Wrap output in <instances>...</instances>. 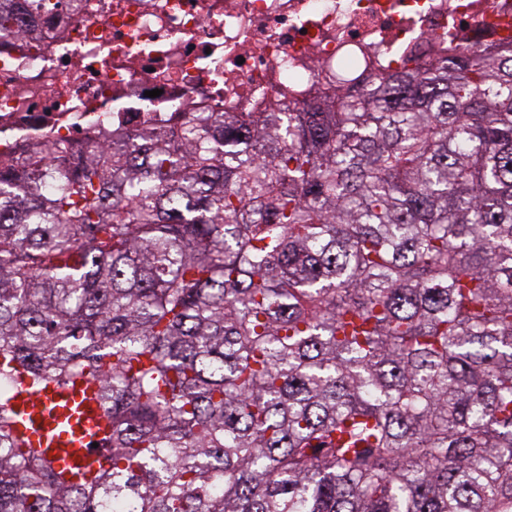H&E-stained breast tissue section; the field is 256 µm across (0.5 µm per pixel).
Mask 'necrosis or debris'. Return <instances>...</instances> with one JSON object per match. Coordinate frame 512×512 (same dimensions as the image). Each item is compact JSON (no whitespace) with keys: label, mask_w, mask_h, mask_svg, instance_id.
<instances>
[{"label":"necrosis or debris","mask_w":512,"mask_h":512,"mask_svg":"<svg viewBox=\"0 0 512 512\" xmlns=\"http://www.w3.org/2000/svg\"><path fill=\"white\" fill-rule=\"evenodd\" d=\"M37 30L0 38V158L18 167L46 144L76 164L116 131L292 112L450 42H512V0H61Z\"/></svg>","instance_id":"necrosis-or-debris-1"}]
</instances>
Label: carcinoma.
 I'll use <instances>...</instances> for the list:
<instances>
[{
  "instance_id": "carcinoma-1",
  "label": "carcinoma",
  "mask_w": 512,
  "mask_h": 512,
  "mask_svg": "<svg viewBox=\"0 0 512 512\" xmlns=\"http://www.w3.org/2000/svg\"><path fill=\"white\" fill-rule=\"evenodd\" d=\"M19 2L1 37L54 9ZM24 380L110 433L56 468L0 392V512H512V45L0 160Z\"/></svg>"
}]
</instances>
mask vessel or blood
<instances>
[{
	"mask_svg": "<svg viewBox=\"0 0 512 512\" xmlns=\"http://www.w3.org/2000/svg\"><path fill=\"white\" fill-rule=\"evenodd\" d=\"M15 404L23 412L19 430L29 437L35 447L46 449L48 458H66L78 450L70 432L61 425L69 412H79L83 427L94 429L98 434L108 431L107 420L95 396V387L87 383L73 389H61L48 385L38 392L19 388Z\"/></svg>",
	"mask_w": 512,
	"mask_h": 512,
	"instance_id": "vessel-or-blood-1",
	"label": "vessel or blood"
}]
</instances>
